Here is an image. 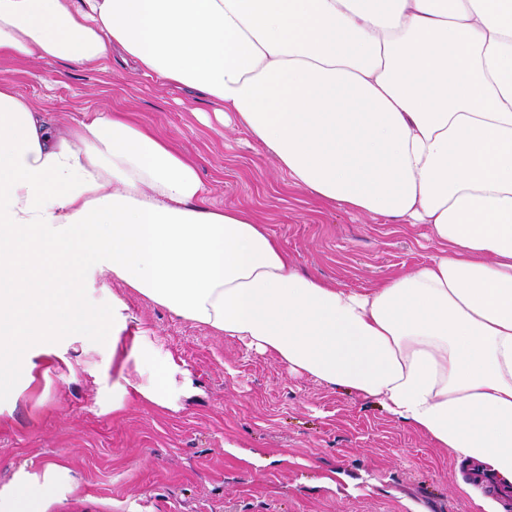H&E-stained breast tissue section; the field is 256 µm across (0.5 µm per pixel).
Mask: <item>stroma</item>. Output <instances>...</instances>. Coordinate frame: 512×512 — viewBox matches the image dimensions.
Segmentation results:
<instances>
[{"instance_id": "stroma-1", "label": "stroma", "mask_w": 512, "mask_h": 512, "mask_svg": "<svg viewBox=\"0 0 512 512\" xmlns=\"http://www.w3.org/2000/svg\"><path fill=\"white\" fill-rule=\"evenodd\" d=\"M66 125L109 104L193 158L214 207L243 206L301 272L354 289L428 264L426 224L320 209L247 130L223 126L194 92L113 58L100 68L0 57V80ZM91 299H121L158 359L148 372L172 407L112 409L109 351H68L73 372L43 375L0 402V486L57 462L72 481L52 512H478L459 487L469 468L397 421L377 400L294 374L273 355L180 319L111 275L87 270ZM196 387L185 396L181 385Z\"/></svg>"}]
</instances>
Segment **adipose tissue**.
Returning <instances> with one entry per match:
<instances>
[{"mask_svg":"<svg viewBox=\"0 0 512 512\" xmlns=\"http://www.w3.org/2000/svg\"><path fill=\"white\" fill-rule=\"evenodd\" d=\"M196 91L323 206L426 224L439 253L357 291L300 273L252 211L104 106L59 126L0 82V396L69 346L111 355L124 400L166 408L120 299L85 269L294 372L378 400L512 493V0H0V56L112 53ZM66 466L19 469L0 512H49Z\"/></svg>","mask_w":512,"mask_h":512,"instance_id":"ef3b65f1","label":"adipose tissue"}]
</instances>
